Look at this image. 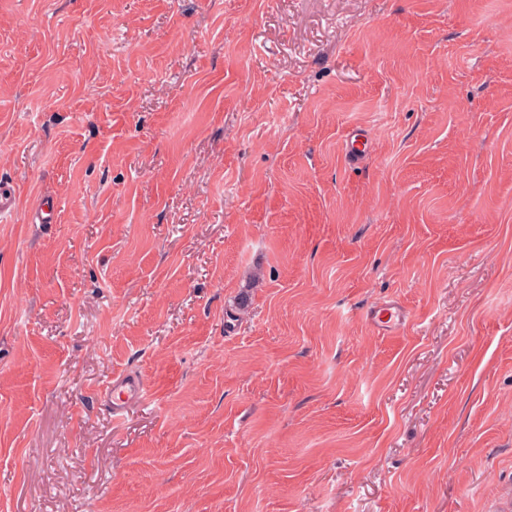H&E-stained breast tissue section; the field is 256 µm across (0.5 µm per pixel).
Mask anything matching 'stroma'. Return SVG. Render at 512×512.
<instances>
[{
  "instance_id": "stroma-1",
  "label": "stroma",
  "mask_w": 512,
  "mask_h": 512,
  "mask_svg": "<svg viewBox=\"0 0 512 512\" xmlns=\"http://www.w3.org/2000/svg\"><path fill=\"white\" fill-rule=\"evenodd\" d=\"M5 183L0 512H512V0H0ZM144 393V384L137 375L126 374L114 379L105 396L113 413H120L129 403L139 400Z\"/></svg>"
}]
</instances>
